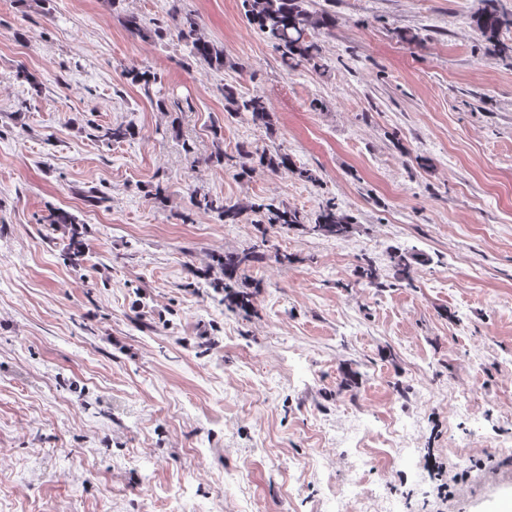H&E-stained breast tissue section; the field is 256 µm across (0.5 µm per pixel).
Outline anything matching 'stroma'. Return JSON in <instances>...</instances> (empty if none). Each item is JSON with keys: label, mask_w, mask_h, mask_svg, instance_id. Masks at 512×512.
<instances>
[{"label": "stroma", "mask_w": 512, "mask_h": 512, "mask_svg": "<svg viewBox=\"0 0 512 512\" xmlns=\"http://www.w3.org/2000/svg\"><path fill=\"white\" fill-rule=\"evenodd\" d=\"M307 5L336 18L320 71L288 69L242 0H0V512H495L512 485V59L485 56L482 0ZM175 9L230 67L155 36ZM228 85L272 127L229 115ZM115 124L135 138H99ZM196 189L310 217L331 199L355 226L264 234ZM252 247L254 306L233 311L203 273ZM240 154L248 159L258 157L259 162L267 169H269L271 172L277 173L281 170H287L292 171L294 174L297 175V177L306 181H313L315 179V176L313 175L311 170L301 167L294 168L290 158L285 153L283 154L278 151L270 152L267 150H262L261 152H258L247 149H241ZM192 204L203 211L215 212L226 224H238L245 214V207L239 203L212 198L208 193L195 191ZM43 221L52 227L63 226L67 230L68 242L62 249L64 263L72 267L81 266L89 253V248L81 236L76 218L64 210H53ZM388 255L396 277L401 282L407 281V284H410L409 281L411 280L413 261L416 260L417 257L413 253H409L400 248L390 249Z\"/></svg>", "instance_id": "35a3bbf8"}]
</instances>
